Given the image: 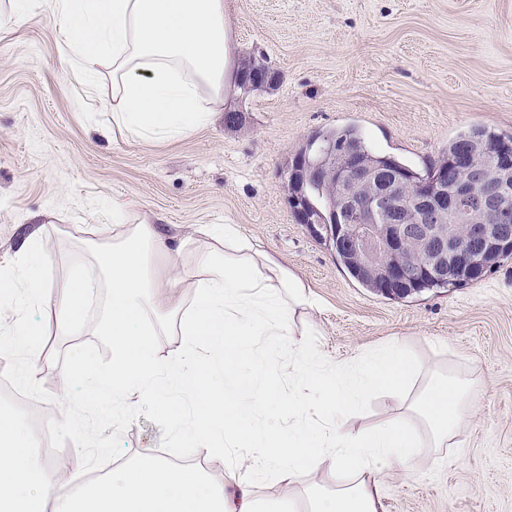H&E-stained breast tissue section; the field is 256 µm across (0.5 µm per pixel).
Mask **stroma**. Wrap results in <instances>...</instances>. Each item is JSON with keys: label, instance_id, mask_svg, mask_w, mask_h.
<instances>
[{"label": "stroma", "instance_id": "stroma-1", "mask_svg": "<svg viewBox=\"0 0 512 512\" xmlns=\"http://www.w3.org/2000/svg\"><path fill=\"white\" fill-rule=\"evenodd\" d=\"M37 2L16 19L10 0H0V265L40 231L65 254L44 274L53 295L71 266L91 262L84 225L111 223L116 203L178 234L237 225L309 285L317 306L304 322L323 358L398 335L419 358L474 380L460 448L421 449L412 475L385 485L384 512H512V260L456 288L378 296L298 223L286 189L287 167L307 139L349 124L420 173L470 126L512 136V0H224L233 66L251 60L280 79L247 95L228 81L213 124L175 142L113 130L111 79L80 83L50 0ZM230 112L236 124H227ZM42 347L34 394L42 408H53L63 370L112 371L105 337L52 332ZM85 437L93 471L143 447L215 475L225 469L151 405L118 424L60 432L69 453L59 467L70 468Z\"/></svg>", "mask_w": 512, "mask_h": 512}]
</instances>
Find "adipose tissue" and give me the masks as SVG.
<instances>
[{
	"instance_id": "1",
	"label": "adipose tissue",
	"mask_w": 512,
	"mask_h": 512,
	"mask_svg": "<svg viewBox=\"0 0 512 512\" xmlns=\"http://www.w3.org/2000/svg\"><path fill=\"white\" fill-rule=\"evenodd\" d=\"M78 76L112 69V124L146 141H175L210 125L224 109L230 78L224 0H52ZM52 254L32 236L0 266V357L19 362L22 386L37 390L41 336H105L112 373L61 374L57 427L77 428V413L104 419L109 406L152 404L198 447L219 458L238 449L227 481L178 467L150 447L102 480L74 489L36 450L20 419L0 414V512H44L46 498L70 512H289L284 499H258L255 485H302L304 512H382L388 480L412 472L419 449L457 447L469 422L472 379L420 360L405 337L378 350L327 361L296 323L316 301L285 258L234 224H198L171 235L112 210V238L93 262L46 299L42 271ZM112 290L103 316L87 317L100 285ZM194 289L189 308L179 291ZM178 319L185 342L167 359L155 353L152 321ZM288 379L287 390L272 386ZM83 387L75 407L69 391ZM401 408L373 426L349 421L373 393ZM289 426H282V417ZM331 468L314 470L323 458Z\"/></svg>"
}]
</instances>
